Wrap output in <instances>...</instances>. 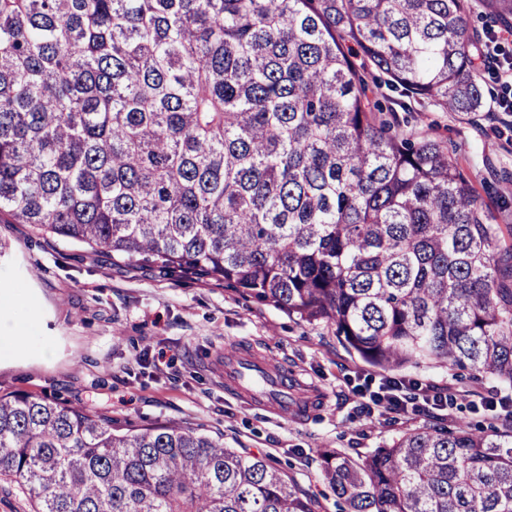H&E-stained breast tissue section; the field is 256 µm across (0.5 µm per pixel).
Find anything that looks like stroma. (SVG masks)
<instances>
[{
  "label": "stroma",
  "mask_w": 512,
  "mask_h": 512,
  "mask_svg": "<svg viewBox=\"0 0 512 512\" xmlns=\"http://www.w3.org/2000/svg\"><path fill=\"white\" fill-rule=\"evenodd\" d=\"M469 34L497 36L499 60L512 63V21L496 20L474 0ZM484 108L445 112L382 87L400 123L417 137L447 143L479 196L502 245L512 244V81L480 71ZM0 291L25 295L20 308L0 305V395L27 392L110 415L122 430L178 423L221 436L230 448L266 456L314 496L316 512H336L321 477V449L357 457L418 427H490L482 407L512 391L492 379L439 368L388 371L366 363L339 341L333 326L305 322L235 289L179 280L105 253L36 236L30 225L0 223ZM28 320L32 341L5 342ZM238 346L299 379L318 399L312 416L283 418L225 387L216 366ZM394 378L447 389V410L408 418L371 414L365 394Z\"/></svg>",
  "instance_id": "35a3bbf8"
}]
</instances>
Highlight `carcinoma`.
Returning a JSON list of instances; mask_svg holds the SVG:
<instances>
[{"label": "carcinoma", "mask_w": 512, "mask_h": 512, "mask_svg": "<svg viewBox=\"0 0 512 512\" xmlns=\"http://www.w3.org/2000/svg\"><path fill=\"white\" fill-rule=\"evenodd\" d=\"M502 21L512 0H483ZM472 0H0V223L235 288L382 369L512 389V247L381 83L479 112ZM361 57V64L354 58ZM339 512H512V422L325 449ZM32 512H315L262 455L182 425L0 395Z\"/></svg>", "instance_id": "cac0c4a2"}]
</instances>
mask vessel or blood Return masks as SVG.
Wrapping results in <instances>:
<instances>
[{
  "label": "vessel or blood",
  "instance_id": "b4317fda",
  "mask_svg": "<svg viewBox=\"0 0 512 512\" xmlns=\"http://www.w3.org/2000/svg\"><path fill=\"white\" fill-rule=\"evenodd\" d=\"M224 380L282 416L307 417L315 408L304 387L270 371L266 362L240 349L224 353Z\"/></svg>",
  "mask_w": 512,
  "mask_h": 512
}]
</instances>
